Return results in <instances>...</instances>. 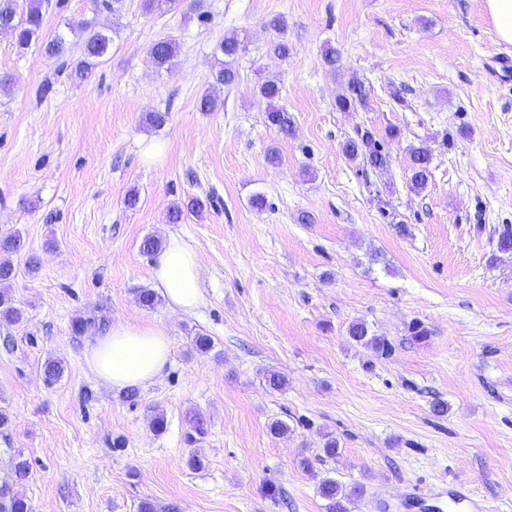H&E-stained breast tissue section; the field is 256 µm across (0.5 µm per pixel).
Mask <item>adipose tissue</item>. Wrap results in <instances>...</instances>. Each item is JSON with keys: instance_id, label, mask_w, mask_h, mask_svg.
Wrapping results in <instances>:
<instances>
[{"instance_id": "adipose-tissue-1", "label": "adipose tissue", "mask_w": 512, "mask_h": 512, "mask_svg": "<svg viewBox=\"0 0 512 512\" xmlns=\"http://www.w3.org/2000/svg\"><path fill=\"white\" fill-rule=\"evenodd\" d=\"M152 280L172 310L190 313L203 300L195 250L181 238H170L158 253ZM170 353L171 341L164 327L117 323L96 338L85 360L103 383L123 390L160 377Z\"/></svg>"}]
</instances>
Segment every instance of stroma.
<instances>
[{
	"instance_id": "35a3bbf8",
	"label": "stroma",
	"mask_w": 512,
	"mask_h": 512,
	"mask_svg": "<svg viewBox=\"0 0 512 512\" xmlns=\"http://www.w3.org/2000/svg\"><path fill=\"white\" fill-rule=\"evenodd\" d=\"M41 3L28 49L0 30V237L22 239L7 291L23 314L0 321V483L32 512H140L145 501L157 512H326L318 486L332 478L362 486L351 512H438L453 480L489 512H512V253L496 249L512 227V68L494 61L512 44L486 0ZM274 16L288 22L284 60L269 51ZM91 29L112 45L80 79ZM59 33L71 51L54 59L40 45ZM232 35L246 44L238 78L223 110L199 111ZM163 38L180 51L160 69L149 49ZM353 78L367 99L339 109ZM265 81L281 89L290 135L265 120ZM156 110L168 114L159 127L146 120ZM360 129L380 141L384 169L345 155ZM151 142L166 147L153 162ZM414 146L432 154L419 192L407 184ZM193 198L203 217L170 223ZM151 235L195 249L196 313L139 305ZM79 318L97 324L78 336ZM356 321L388 352L351 341ZM118 322L163 325L171 340L163 374L132 400L85 361L100 325ZM416 324L428 331L419 343ZM198 335L213 343L206 354ZM50 360L64 364L53 383ZM271 372L284 389L269 388ZM275 421L286 434L271 433ZM18 456L30 464L21 481Z\"/></svg>"
}]
</instances>
